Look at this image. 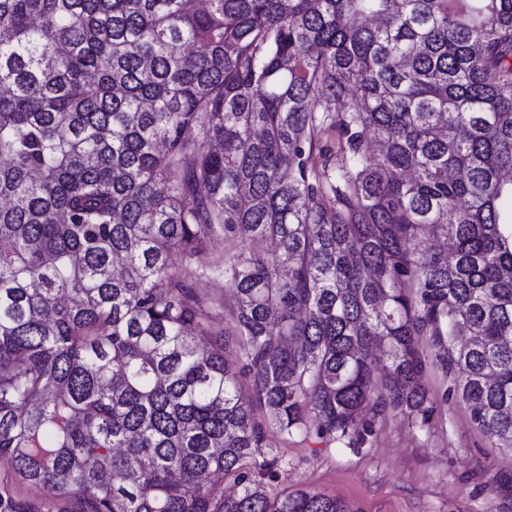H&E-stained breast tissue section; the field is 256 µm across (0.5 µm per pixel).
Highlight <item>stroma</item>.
<instances>
[{
	"instance_id": "obj_1",
	"label": "stroma",
	"mask_w": 512,
	"mask_h": 512,
	"mask_svg": "<svg viewBox=\"0 0 512 512\" xmlns=\"http://www.w3.org/2000/svg\"><path fill=\"white\" fill-rule=\"evenodd\" d=\"M421 383L434 402L427 427L389 416L362 444L270 432L279 456L269 493L301 488L343 498L359 512H512V450L495 447L421 337Z\"/></svg>"
}]
</instances>
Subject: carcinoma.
<instances>
[{
    "label": "carcinoma",
    "mask_w": 512,
    "mask_h": 512,
    "mask_svg": "<svg viewBox=\"0 0 512 512\" xmlns=\"http://www.w3.org/2000/svg\"><path fill=\"white\" fill-rule=\"evenodd\" d=\"M0 200V512H352L267 434L427 424L421 336L512 449V0H0ZM196 288L206 297L225 300L226 303L232 302L229 297L228 288H225L223 269H215L200 279L196 284Z\"/></svg>",
    "instance_id": "obj_1"
}]
</instances>
